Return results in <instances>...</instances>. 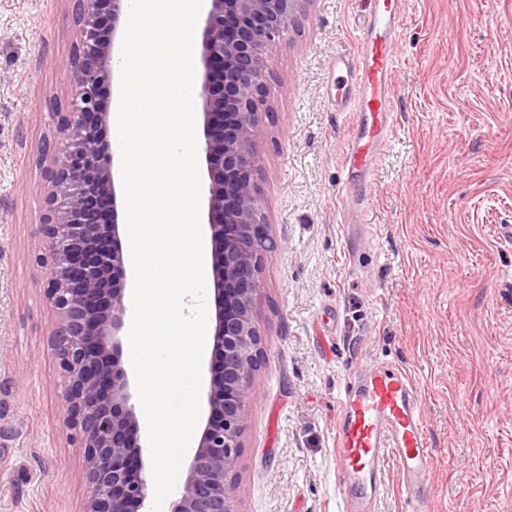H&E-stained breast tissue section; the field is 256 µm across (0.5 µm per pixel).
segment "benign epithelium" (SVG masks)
<instances>
[{
    "mask_svg": "<svg viewBox=\"0 0 512 512\" xmlns=\"http://www.w3.org/2000/svg\"><path fill=\"white\" fill-rule=\"evenodd\" d=\"M79 38L56 68L73 103L55 113L58 142L46 159V213L35 238L45 253L44 295L55 317L52 350L63 381L66 427L84 448V512H138L149 466L134 441L140 426L123 353L126 257L118 222L114 155L95 143L111 112L99 100L116 80L127 0H69ZM194 94L208 178L207 224L215 248V318L208 408L180 495L169 512H235L236 467L250 415V382L264 354L254 325L263 289L264 231L254 180L259 106L271 44L297 21L303 0H207ZM107 198L112 209L100 201Z\"/></svg>",
    "mask_w": 512,
    "mask_h": 512,
    "instance_id": "7a95c632",
    "label": "benign epithelium"
}]
</instances>
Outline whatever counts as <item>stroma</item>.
Instances as JSON below:
<instances>
[{
  "instance_id": "obj_1",
  "label": "stroma",
  "mask_w": 512,
  "mask_h": 512,
  "mask_svg": "<svg viewBox=\"0 0 512 512\" xmlns=\"http://www.w3.org/2000/svg\"><path fill=\"white\" fill-rule=\"evenodd\" d=\"M368 2L306 0L267 56L256 180L276 246L235 508L340 512L337 396L375 365L417 388L430 512H512V0H405L365 245L343 227L350 118L329 100ZM76 31L68 0H0V512H84L87 497L33 236Z\"/></svg>"
}]
</instances>
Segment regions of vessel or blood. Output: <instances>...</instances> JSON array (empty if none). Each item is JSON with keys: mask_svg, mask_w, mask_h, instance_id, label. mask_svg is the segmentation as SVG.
<instances>
[{"mask_svg": "<svg viewBox=\"0 0 512 512\" xmlns=\"http://www.w3.org/2000/svg\"><path fill=\"white\" fill-rule=\"evenodd\" d=\"M372 2L359 24L355 56L336 60L346 86L334 107L352 121L343 147V172L350 185L370 178L394 123L393 49L404 0ZM339 402L343 421L336 436V488L342 512H369L372 493L391 461L411 512H424L435 456L410 379L396 369L372 368L361 386L340 393Z\"/></svg>", "mask_w": 512, "mask_h": 512, "instance_id": "obj_1", "label": "vessel or blood"}]
</instances>
